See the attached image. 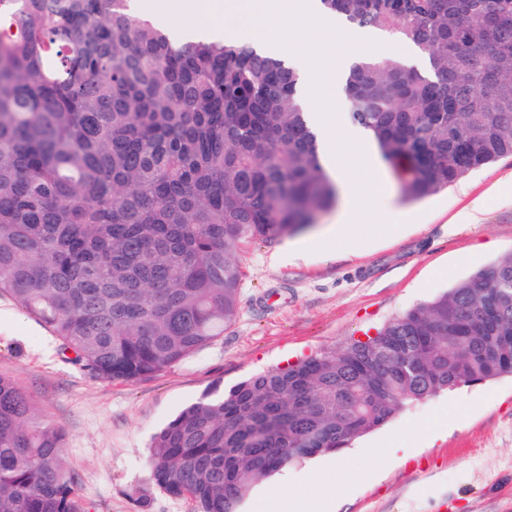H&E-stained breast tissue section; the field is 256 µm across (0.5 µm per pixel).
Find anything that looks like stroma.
<instances>
[{
	"instance_id": "1",
	"label": "stroma",
	"mask_w": 512,
	"mask_h": 512,
	"mask_svg": "<svg viewBox=\"0 0 512 512\" xmlns=\"http://www.w3.org/2000/svg\"><path fill=\"white\" fill-rule=\"evenodd\" d=\"M512 177V156L478 169L440 193L408 203L395 177L388 189L407 223L344 248H315L317 229L294 235L304 259H285L282 239L243 247L237 321L223 337L147 381L92 378L62 354L58 341L13 299L0 297V374L36 394L67 438L64 458L87 512H195L152 480L151 438L212 386L229 390L248 376L375 331L394 315L428 301L512 253V195L495 185ZM479 225L455 223L476 200ZM434 439L401 463L387 445ZM325 493L340 512H512V375L462 386L416 403L346 448L343 458L315 457L260 484L244 512H284L288 501Z\"/></svg>"
}]
</instances>
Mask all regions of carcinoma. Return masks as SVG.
<instances>
[{
  "label": "carcinoma",
  "mask_w": 512,
  "mask_h": 512,
  "mask_svg": "<svg viewBox=\"0 0 512 512\" xmlns=\"http://www.w3.org/2000/svg\"><path fill=\"white\" fill-rule=\"evenodd\" d=\"M133 0H0V295L96 378L137 383L239 316L242 244L338 200L298 73L254 48L184 43ZM414 44L430 71L364 55L350 120L403 199L512 155V0H319ZM512 374V254L367 341L214 386L153 438L157 486L240 512L288 467L344 449L444 390ZM66 436L0 375V512H84Z\"/></svg>",
  "instance_id": "1"
}]
</instances>
